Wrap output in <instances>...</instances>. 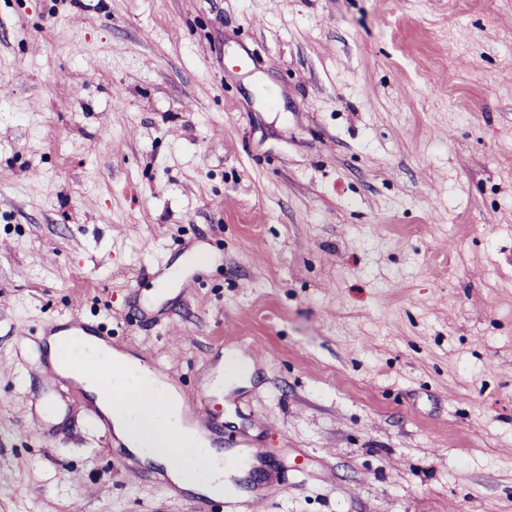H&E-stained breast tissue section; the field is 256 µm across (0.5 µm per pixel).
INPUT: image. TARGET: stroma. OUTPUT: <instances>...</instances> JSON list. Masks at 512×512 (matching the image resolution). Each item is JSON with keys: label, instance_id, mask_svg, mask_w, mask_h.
I'll return each mask as SVG.
<instances>
[{"label": "stroma", "instance_id": "1", "mask_svg": "<svg viewBox=\"0 0 512 512\" xmlns=\"http://www.w3.org/2000/svg\"><path fill=\"white\" fill-rule=\"evenodd\" d=\"M71 314L262 512H512V0H0V512H192L43 386ZM250 372L251 368L245 360L237 359L235 356L227 357L208 381L209 391L221 397L226 389L237 385Z\"/></svg>", "mask_w": 512, "mask_h": 512}]
</instances>
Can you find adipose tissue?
Instances as JSON below:
<instances>
[{
    "instance_id": "obj_1",
    "label": "adipose tissue",
    "mask_w": 512,
    "mask_h": 512,
    "mask_svg": "<svg viewBox=\"0 0 512 512\" xmlns=\"http://www.w3.org/2000/svg\"><path fill=\"white\" fill-rule=\"evenodd\" d=\"M45 355L60 377L81 386L142 465L163 467L178 489L224 497L229 454L212 448L208 432L188 423L179 388L154 378L138 358L71 325L46 336ZM104 364L113 367L106 377L99 371Z\"/></svg>"
}]
</instances>
